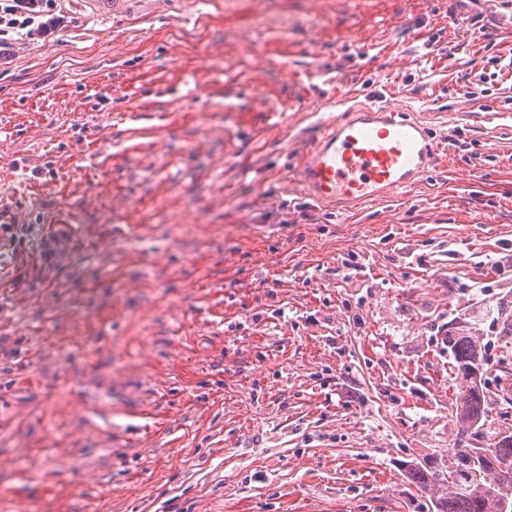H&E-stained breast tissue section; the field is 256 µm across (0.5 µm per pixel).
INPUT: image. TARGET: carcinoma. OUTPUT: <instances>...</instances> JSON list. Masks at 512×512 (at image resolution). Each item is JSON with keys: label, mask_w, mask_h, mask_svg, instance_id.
<instances>
[{"label": "carcinoma", "mask_w": 512, "mask_h": 512, "mask_svg": "<svg viewBox=\"0 0 512 512\" xmlns=\"http://www.w3.org/2000/svg\"><path fill=\"white\" fill-rule=\"evenodd\" d=\"M448 350L458 382L453 462L442 467L406 461L403 476L429 498L432 512H501L502 500L512 502V435L501 434L491 444L478 439L495 398L483 379L484 345L474 336H450Z\"/></svg>", "instance_id": "1"}]
</instances>
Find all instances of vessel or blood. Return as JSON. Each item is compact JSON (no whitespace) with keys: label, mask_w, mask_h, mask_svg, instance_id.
Listing matches in <instances>:
<instances>
[{"label":"vessel or blood","mask_w":512,"mask_h":512,"mask_svg":"<svg viewBox=\"0 0 512 512\" xmlns=\"http://www.w3.org/2000/svg\"><path fill=\"white\" fill-rule=\"evenodd\" d=\"M446 150L441 136L392 103L362 106L326 122L297 179L323 206L362 205L405 192Z\"/></svg>","instance_id":"1"}]
</instances>
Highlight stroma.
<instances>
[{"label": "stroma", "instance_id": "1", "mask_svg": "<svg viewBox=\"0 0 512 512\" xmlns=\"http://www.w3.org/2000/svg\"><path fill=\"white\" fill-rule=\"evenodd\" d=\"M0 64V512H429L447 337L512 326V0H58ZM448 136L305 199L323 121ZM447 142L386 101L341 112L308 148L297 180L317 203L356 206L394 196L434 169Z\"/></svg>", "mask_w": 512, "mask_h": 512}]
</instances>
